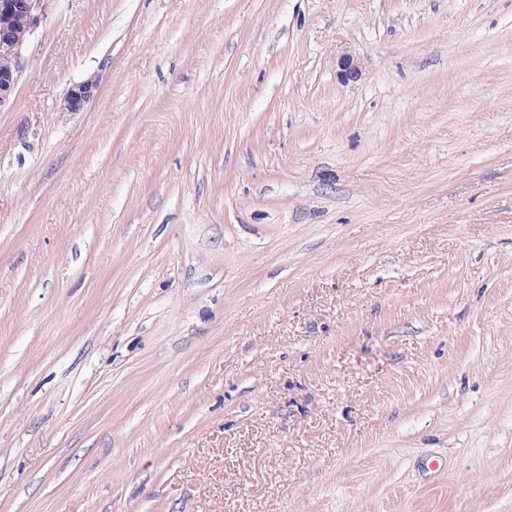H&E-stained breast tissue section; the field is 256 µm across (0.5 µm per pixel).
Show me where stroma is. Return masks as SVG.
<instances>
[{"label": "stroma", "mask_w": 512, "mask_h": 512, "mask_svg": "<svg viewBox=\"0 0 512 512\" xmlns=\"http://www.w3.org/2000/svg\"><path fill=\"white\" fill-rule=\"evenodd\" d=\"M24 57L0 512H512V0H52ZM97 83L94 78L77 84L69 89L64 101L63 109L68 112H79L94 98Z\"/></svg>", "instance_id": "1"}]
</instances>
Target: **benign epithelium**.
<instances>
[{"mask_svg": "<svg viewBox=\"0 0 512 512\" xmlns=\"http://www.w3.org/2000/svg\"><path fill=\"white\" fill-rule=\"evenodd\" d=\"M49 0H0V57L9 67L0 71V108L9 103L23 70V52L35 30L47 14ZM339 75L343 81L358 77L359 66L354 57L339 59ZM96 80L89 78L69 89L63 109L79 112L94 98Z\"/></svg>", "mask_w": 512, "mask_h": 512, "instance_id": "benign-epithelium-1", "label": "benign epithelium"}]
</instances>
